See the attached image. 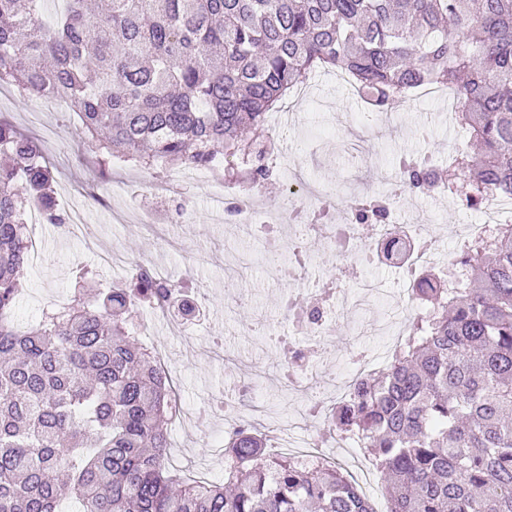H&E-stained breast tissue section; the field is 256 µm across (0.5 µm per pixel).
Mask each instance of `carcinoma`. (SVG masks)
I'll list each match as a JSON object with an SVG mask.
<instances>
[{
	"instance_id": "carcinoma-1",
	"label": "carcinoma",
	"mask_w": 512,
	"mask_h": 512,
	"mask_svg": "<svg viewBox=\"0 0 512 512\" xmlns=\"http://www.w3.org/2000/svg\"><path fill=\"white\" fill-rule=\"evenodd\" d=\"M0 0V81L46 93L76 115L95 163L157 175L206 168L260 191L277 176L268 115L319 69L352 78L378 112L425 85L459 99L456 122L481 146L447 178L399 162L400 189L441 184L470 209L512 198V0ZM0 512H373L341 468L267 452L251 424L224 438V483L162 466L172 380L134 333L138 306L195 316L191 287L140 266L90 299L13 319L23 289L27 215L67 218L39 145L0 118ZM354 220L385 221L358 197ZM422 306L385 368L329 411L383 478L387 512H512V224L415 278Z\"/></svg>"
}]
</instances>
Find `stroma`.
<instances>
[{
	"mask_svg": "<svg viewBox=\"0 0 512 512\" xmlns=\"http://www.w3.org/2000/svg\"><path fill=\"white\" fill-rule=\"evenodd\" d=\"M35 106V100L21 97L10 86L0 87V117L41 142L56 174V204L68 214L79 211L83 228L79 238L70 239L55 225H31L41 259L31 262L23 273L26 289L14 310L17 322H36L60 294L71 292L78 266L96 271L99 289L123 284L124 276L100 266L97 249L116 248L136 265L150 266L163 258L172 278L188 275L205 288V301L199 302L196 316L185 326L216 341L209 349L191 345L168 321L155 317L152 309H144V316L150 319V340L177 381L182 403L199 408L211 397L223 395L226 377L245 382L257 377L264 384L259 400L261 417L284 419L300 408V399L274 384L282 373V349L268 344L258 333L263 323L275 333L287 332L282 303L288 285L264 283L261 241H226L223 225L211 223L207 203L213 181L200 179L183 191L182 197L189 203L185 223L161 229L117 220L113 216L117 209L143 207L166 212L173 210L175 203L153 197V179L147 171L127 165L122 171L99 175L89 162L87 140L78 134L77 117L69 112H51L43 117ZM367 109L336 72H320L300 96L286 97L282 113H297L298 119L291 126H272L284 167L258 196L264 211H284L289 195L304 196L307 185L316 184L339 213L347 188L354 186L369 194L386 191L401 156L427 152L436 156L444 169L449 151L472 148L469 134L450 130L447 105L419 98L405 111L402 121L377 120L369 125L354 121L355 113ZM421 124L429 125L428 138L416 136L415 129ZM437 197L434 191H418L403 197L401 208L406 216L446 227V249L451 252L466 211L454 205L437 206ZM308 247L314 269L312 287L328 283L333 273L341 274L352 290L368 281L385 282L392 293L401 287L394 273L382 269L343 272L340 257L328 251L320 238H310ZM223 428L220 420L206 427L190 421L171 426L169 468L196 478L223 481L224 451L208 440Z\"/></svg>",
	"mask_w": 512,
	"mask_h": 512,
	"instance_id": "obj_1",
	"label": "stroma"
}]
</instances>
